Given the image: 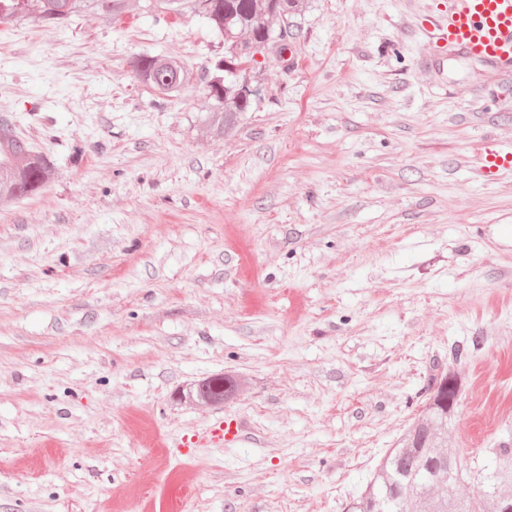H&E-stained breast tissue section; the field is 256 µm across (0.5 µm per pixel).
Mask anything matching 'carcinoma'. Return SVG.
I'll use <instances>...</instances> for the list:
<instances>
[{
    "mask_svg": "<svg viewBox=\"0 0 512 512\" xmlns=\"http://www.w3.org/2000/svg\"><path fill=\"white\" fill-rule=\"evenodd\" d=\"M301 0H140L146 14L193 13L210 23L224 42V56L206 68L208 106L199 121L216 136L233 131L251 97L243 92L238 75L228 69L252 60L251 49L266 39L283 41L287 30L274 21L287 22ZM129 0H0V23L33 19L57 27L79 13L105 14L114 21L129 12ZM139 82L159 97L178 94L193 73L174 57L142 54L133 62ZM53 168L42 154L0 123V203L36 194L52 179ZM449 372L433 378L426 392L424 410L380 460L363 493L349 505V512H406L415 501L416 512H498L502 498H512V435L500 438L492 448L495 468L485 474L459 454L445 457L441 444L454 428V412L448 399L455 391ZM241 389V379L216 374L195 383L194 395L205 405L222 404ZM477 477L482 499L464 500L456 492L462 481Z\"/></svg>",
    "mask_w": 512,
    "mask_h": 512,
    "instance_id": "cac0c4a2",
    "label": "carcinoma"
}]
</instances>
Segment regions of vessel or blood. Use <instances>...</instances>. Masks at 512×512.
Returning a JSON list of instances; mask_svg holds the SVG:
<instances>
[{
    "mask_svg": "<svg viewBox=\"0 0 512 512\" xmlns=\"http://www.w3.org/2000/svg\"><path fill=\"white\" fill-rule=\"evenodd\" d=\"M433 32L472 58L501 69H512V0H448V14L432 24ZM483 172L489 176L512 171V148L484 150ZM245 423L236 416L213 418L201 434L186 440V447L199 443L232 446L244 438Z\"/></svg>",
    "mask_w": 512,
    "mask_h": 512,
    "instance_id": "vessel-or-blood-1",
    "label": "vessel or blood"
}]
</instances>
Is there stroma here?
<instances>
[{"label":"stroma","instance_id":"35a3bbf8","mask_svg":"<svg viewBox=\"0 0 512 512\" xmlns=\"http://www.w3.org/2000/svg\"><path fill=\"white\" fill-rule=\"evenodd\" d=\"M448 0H304L213 137L202 18L0 23L8 123L55 175L0 204V512H346L435 373L448 445L512 432V71L431 38ZM181 58L159 99L134 57ZM461 360H453L454 348ZM239 374L220 406L178 387ZM244 440L185 449L218 415ZM480 163L486 176H497L501 172L512 171V147L485 149L480 155Z\"/></svg>","mask_w":512,"mask_h":512}]
</instances>
